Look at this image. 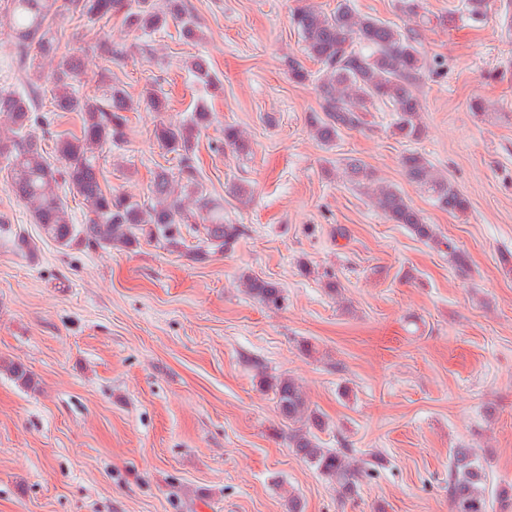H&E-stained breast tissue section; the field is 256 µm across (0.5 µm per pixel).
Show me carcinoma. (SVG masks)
Masks as SVG:
<instances>
[{
	"mask_svg": "<svg viewBox=\"0 0 512 512\" xmlns=\"http://www.w3.org/2000/svg\"><path fill=\"white\" fill-rule=\"evenodd\" d=\"M470 18L484 20L490 0H465ZM123 15L129 26L155 32L170 19L179 20L183 33L197 35L194 18L182 0H9L6 10L10 41L19 62L31 51L41 56L55 53L61 20L77 16L90 21ZM290 24L303 42L306 57L321 65L318 89L321 112L310 117L317 139L332 146L344 130L362 129L370 108L384 105L393 112V135L418 141L424 135L421 121L423 101L417 86L427 61L418 34L402 31L391 23L360 13L351 0H339L326 13L307 6L294 8ZM37 80L50 85L55 106L62 112L81 113V135L59 138L55 160L42 147L43 136L33 116L34 95L0 90V118L10 126V136H0V161L4 162L10 190L24 205L42 234L60 248L74 246L130 250L140 239L163 246L182 243L183 229L201 224L204 236L193 253L197 260L230 250L243 235L241 224L224 223V214L202 194L195 157V142L208 126L211 113L197 106L184 118L162 123L155 130L161 146L180 158L177 174L162 169L150 186V202L142 203L100 182L98 153L106 146L126 139L124 113L131 111L127 92L114 86L102 96L80 92V72L73 60L62 61L48 76L36 72ZM224 144L241 155L251 152V142L238 128H224ZM407 178L423 188L439 209L463 214L469 202L447 177L434 172L429 160L417 151L402 158ZM346 181L365 190L375 210L391 224H402L419 240L445 246L457 270L466 271L465 257L451 242L440 237L404 194L394 186L375 184V173L356 158L347 159ZM80 197L87 209L85 224H74L68 213L62 184ZM247 294L268 309L284 302L278 283L258 276H245ZM9 376L24 387L34 385L32 375L20 363H11ZM264 384L273 392L282 419L288 422V445L322 477L339 484L343 494L354 487L358 469L349 465V456L325 448L312 433L322 421L310 406L300 386L288 376H267ZM448 495L454 512H489L492 502L506 509L512 494L506 488L490 489V479L479 454L473 448H455L449 455Z\"/></svg>",
	"mask_w": 512,
	"mask_h": 512,
	"instance_id": "cac0c4a2",
	"label": "carcinoma"
}]
</instances>
